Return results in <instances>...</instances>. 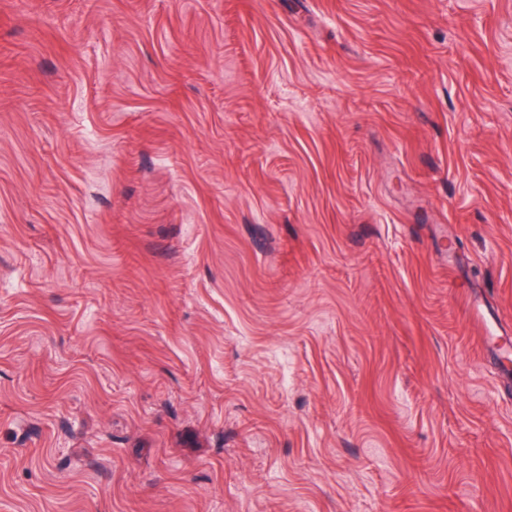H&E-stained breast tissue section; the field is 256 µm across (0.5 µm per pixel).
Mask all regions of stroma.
<instances>
[{
  "instance_id": "35a3bbf8",
  "label": "stroma",
  "mask_w": 512,
  "mask_h": 512,
  "mask_svg": "<svg viewBox=\"0 0 512 512\" xmlns=\"http://www.w3.org/2000/svg\"><path fill=\"white\" fill-rule=\"evenodd\" d=\"M511 357L512 0H0V512H512Z\"/></svg>"
}]
</instances>
